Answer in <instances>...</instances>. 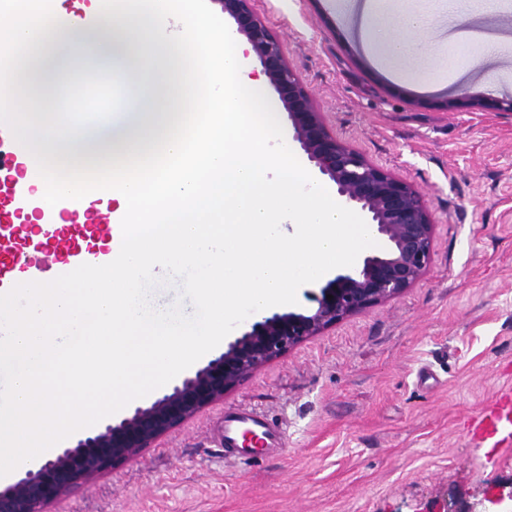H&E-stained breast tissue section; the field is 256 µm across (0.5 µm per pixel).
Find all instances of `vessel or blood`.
<instances>
[{
	"instance_id": "b4317fda",
	"label": "vessel or blood",
	"mask_w": 512,
	"mask_h": 512,
	"mask_svg": "<svg viewBox=\"0 0 512 512\" xmlns=\"http://www.w3.org/2000/svg\"><path fill=\"white\" fill-rule=\"evenodd\" d=\"M86 13L84 41L100 35L95 0H78ZM46 184L30 152L18 143L10 128L0 124V292L31 281L34 270L47 264L55 275L81 264L103 265L112 260V241L121 235V213L111 197L95 190L82 199L49 204ZM512 428V405L501 404L485 415L478 433L495 444ZM284 431L267 416L235 410L224 416V449L237 459L253 462L281 445Z\"/></svg>"
}]
</instances>
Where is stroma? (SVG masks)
Masks as SVG:
<instances>
[{"label":"stroma","mask_w":512,"mask_h":512,"mask_svg":"<svg viewBox=\"0 0 512 512\" xmlns=\"http://www.w3.org/2000/svg\"><path fill=\"white\" fill-rule=\"evenodd\" d=\"M329 131L413 184L436 222L430 266L397 298L349 317L50 512H444L512 475V448L473 439L512 396V11L483 0L469 29L499 39L433 92L375 64L334 0H253ZM282 423L285 452L225 458V412Z\"/></svg>","instance_id":"35a3bbf8"}]
</instances>
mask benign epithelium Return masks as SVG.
I'll use <instances>...</instances> for the list:
<instances>
[{"label": "benign epithelium", "mask_w": 512, "mask_h": 512, "mask_svg": "<svg viewBox=\"0 0 512 512\" xmlns=\"http://www.w3.org/2000/svg\"><path fill=\"white\" fill-rule=\"evenodd\" d=\"M216 2L233 19L277 94L293 142L334 184L339 196L360 207L367 224L387 240L388 248L365 256L356 269L337 273L319 292L307 294L311 305L262 315L224 341L222 351L206 364L153 401L105 420L81 434L75 444L59 449L54 459L0 487V512H48L56 500L95 484L297 345L401 295L432 260L435 222L419 192L328 131L322 113L252 0ZM506 498L512 500V482L507 487L495 483L485 494L491 505Z\"/></svg>", "instance_id": "1"}]
</instances>
